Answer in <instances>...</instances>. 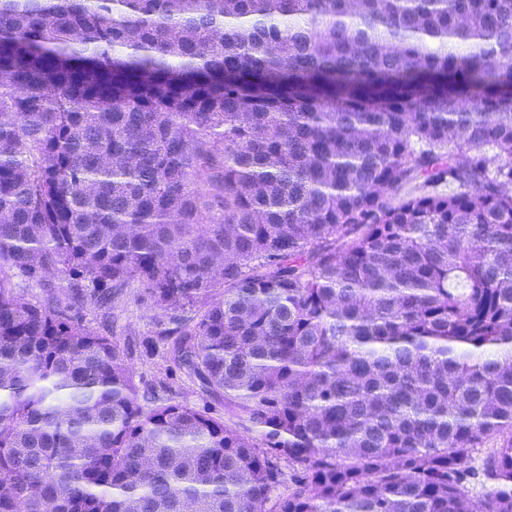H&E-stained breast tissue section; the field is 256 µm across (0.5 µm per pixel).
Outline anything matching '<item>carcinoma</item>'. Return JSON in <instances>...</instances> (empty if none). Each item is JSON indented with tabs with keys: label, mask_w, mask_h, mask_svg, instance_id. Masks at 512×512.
Here are the masks:
<instances>
[{
	"label": "carcinoma",
	"mask_w": 512,
	"mask_h": 512,
	"mask_svg": "<svg viewBox=\"0 0 512 512\" xmlns=\"http://www.w3.org/2000/svg\"><path fill=\"white\" fill-rule=\"evenodd\" d=\"M132 283L238 426L74 316ZM474 484L512 512V0H0V512Z\"/></svg>",
	"instance_id": "cac0c4a2"
}]
</instances>
